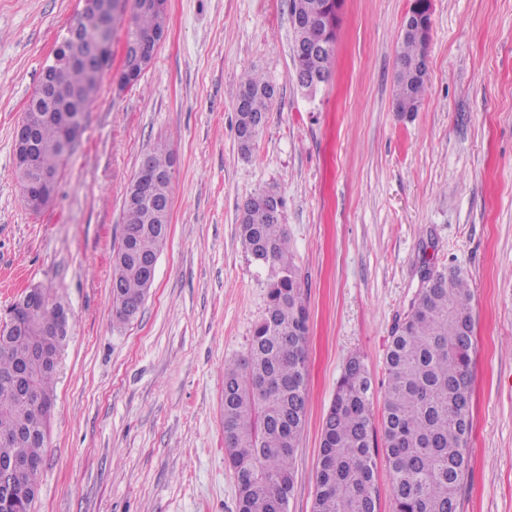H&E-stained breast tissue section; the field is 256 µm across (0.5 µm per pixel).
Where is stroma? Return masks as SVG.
Returning a JSON list of instances; mask_svg holds the SVG:
<instances>
[{
    "mask_svg": "<svg viewBox=\"0 0 512 512\" xmlns=\"http://www.w3.org/2000/svg\"><path fill=\"white\" fill-rule=\"evenodd\" d=\"M412 0H345L332 77L293 81L289 0H167L140 81L103 75L58 193L22 201L14 132L80 0H0V310L32 284L70 312L36 512H237L224 461V364L245 353L267 273L245 200L272 187L309 313L308 410L289 512H312L323 419L360 355L381 422L385 355L422 265L474 293L472 468L459 512H512V0H432L426 91L395 109ZM275 90L251 157L236 137L244 71ZM166 142L170 234L140 315L112 319L128 183Z\"/></svg>",
    "mask_w": 512,
    "mask_h": 512,
    "instance_id": "obj_1",
    "label": "stroma"
}]
</instances>
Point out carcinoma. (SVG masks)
<instances>
[{"instance_id":"1","label":"carcinoma","mask_w":512,"mask_h":512,"mask_svg":"<svg viewBox=\"0 0 512 512\" xmlns=\"http://www.w3.org/2000/svg\"><path fill=\"white\" fill-rule=\"evenodd\" d=\"M127 0H113L112 15L89 17L80 51L93 31L113 34L115 20L125 14ZM327 0H289L293 15H314ZM165 8L155 0H132L125 39L164 32ZM335 49L316 58L293 55V70L322 79L331 74ZM428 44L401 36L396 57L395 104L418 111L425 92ZM98 79L76 62L51 67L46 102L29 103L28 118L36 122L37 165L60 172L76 139L63 140L58 112L83 122ZM236 134L243 156L252 154L255 119L267 118L273 107L272 86L258 72L243 73L234 93ZM152 168L172 167V151L157 144L148 152ZM251 199L242 208L239 233L255 263L268 271V303L256 325L247 353L224 364V454L237 478V512H288L295 486V450L304 428L308 310L300 280L288 251L282 220L258 223ZM123 227L135 232L140 252L158 256L168 232L160 230L155 205L135 201L124 205ZM434 287L421 286L408 314L398 322L385 358L387 384L383 393L378 452L371 426L374 388L362 358L351 357L337 382L324 417L316 470L313 512H377V458L383 455L391 478L393 512H450L468 477L469 434L472 428L471 351L475 317L473 291L458 268L441 271ZM112 315L132 321L127 301H143L147 282L131 262L112 261ZM24 316L20 336L0 334V377L27 368L32 352L49 340V327L62 304L52 289ZM56 368L33 374L32 382L44 407L38 418L25 394L0 383V465L27 463L39 481L54 407ZM39 486H30L3 505L0 512H34Z\"/></svg>"}]
</instances>
